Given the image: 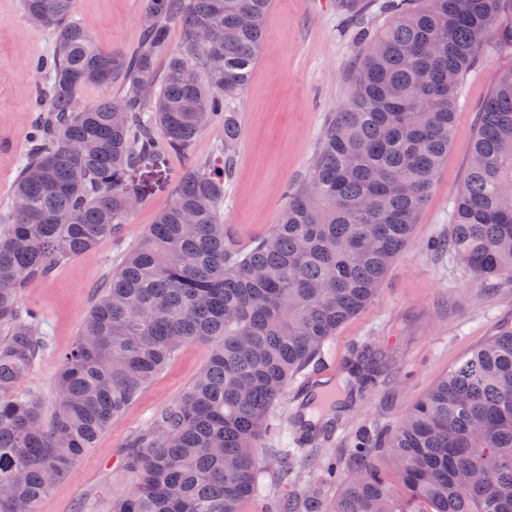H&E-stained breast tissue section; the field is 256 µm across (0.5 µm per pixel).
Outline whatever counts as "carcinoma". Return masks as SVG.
Instances as JSON below:
<instances>
[{
	"label": "carcinoma",
	"instance_id": "carcinoma-1",
	"mask_svg": "<svg viewBox=\"0 0 512 512\" xmlns=\"http://www.w3.org/2000/svg\"><path fill=\"white\" fill-rule=\"evenodd\" d=\"M74 0H23L28 20L57 29L46 106L0 216V512H39L63 479L180 346L211 353L187 391L127 449L128 491L108 512H239L262 461L294 482L267 432L288 380L377 295L407 245L448 152L466 73L487 42L512 48L502 0H374L391 20L367 46L348 102L316 160L287 192L280 222L246 247L224 224V179L241 98L272 0H147L152 18L132 58L104 53L73 19ZM182 28L179 46L170 27ZM167 60L160 84L154 62ZM121 84L85 107L81 86ZM470 170L448 252L475 287L512 282V70L480 108ZM211 121L224 139L183 170L172 201L112 272L63 354L52 410L16 391L50 345L24 288L112 237L142 190L139 168L191 152ZM384 362L350 371L371 389ZM340 400L313 392L297 417L322 431ZM398 472L403 492L380 463ZM340 486L328 507L321 487ZM280 512H512V326L452 368L387 434L361 433Z\"/></svg>",
	"mask_w": 512,
	"mask_h": 512
}]
</instances>
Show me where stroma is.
<instances>
[{"label":"stroma","mask_w":512,"mask_h":512,"mask_svg":"<svg viewBox=\"0 0 512 512\" xmlns=\"http://www.w3.org/2000/svg\"><path fill=\"white\" fill-rule=\"evenodd\" d=\"M145 8L146 0H74L73 17L102 51L129 57L141 44ZM55 43L54 29L29 23L22 0H0V139L11 143L10 150L0 151L1 212L10 202L28 152L31 121L42 105L37 90L44 78L33 62L51 59ZM364 48L344 0H273L262 51L235 106L240 135L233 174L224 186V222L240 246L278 223L287 190L307 174L327 125L349 98ZM510 69L511 52L486 47L465 76L448 155L411 241L388 269L377 299L337 329L319 361L289 384L272 413L275 440L292 454L296 482L283 485L265 471L241 512H276L283 496L315 481L329 457L344 454L360 427L392 428L497 327L512 325L511 282H496L488 291L476 288L463 263L433 248L451 233L454 199L469 172L481 104L496 74ZM218 136L217 128L205 129L190 155L135 170L132 177L145 195L119 232L25 288L22 303L43 313L51 345L21 378L18 391L38 393L51 403L61 355L81 332L98 288L168 206L182 170L212 156ZM370 348L391 357L389 373L340 413L329 439L303 441L295 417L312 385L339 379L346 362ZM209 355L206 343L184 344L51 487L40 512H79L84 503L104 505L128 490L132 480L124 458L129 445L183 395Z\"/></svg>","instance_id":"1"}]
</instances>
